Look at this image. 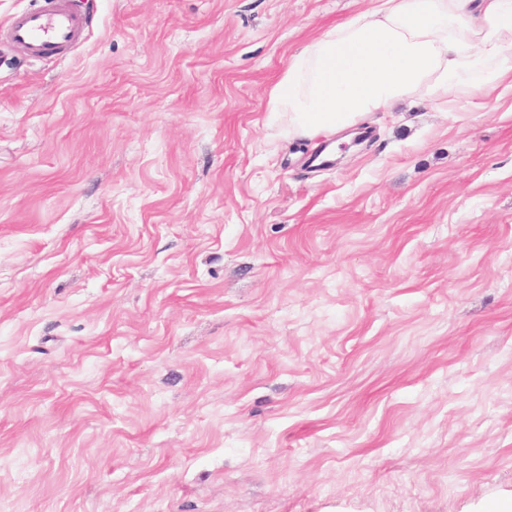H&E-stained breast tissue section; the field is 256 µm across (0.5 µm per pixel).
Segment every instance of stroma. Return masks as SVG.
I'll list each match as a JSON object with an SVG mask.
<instances>
[{"mask_svg": "<svg viewBox=\"0 0 512 512\" xmlns=\"http://www.w3.org/2000/svg\"><path fill=\"white\" fill-rule=\"evenodd\" d=\"M0 43V512H482L512 499V75L267 122L371 0H77ZM86 17L70 0H45V6L15 14L8 25V38L33 59L67 58L83 38Z\"/></svg>", "mask_w": 512, "mask_h": 512, "instance_id": "35a3bbf8", "label": "stroma"}]
</instances>
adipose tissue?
Here are the masks:
<instances>
[{"label": "adipose tissue", "mask_w": 512, "mask_h": 512, "mask_svg": "<svg viewBox=\"0 0 512 512\" xmlns=\"http://www.w3.org/2000/svg\"><path fill=\"white\" fill-rule=\"evenodd\" d=\"M511 73L512 0H371L291 57L268 120L312 139L414 95L441 105Z\"/></svg>", "instance_id": "1"}]
</instances>
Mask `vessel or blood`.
I'll return each mask as SVG.
<instances>
[{
  "label": "vessel or blood",
  "mask_w": 512,
  "mask_h": 512,
  "mask_svg": "<svg viewBox=\"0 0 512 512\" xmlns=\"http://www.w3.org/2000/svg\"><path fill=\"white\" fill-rule=\"evenodd\" d=\"M86 17L71 0H45L42 7L15 14L8 25V38L34 59L67 58L83 38Z\"/></svg>",
  "instance_id": "vessel-or-blood-1"
}]
</instances>
